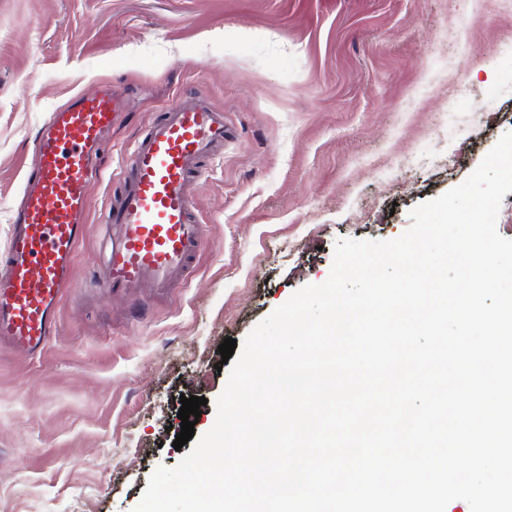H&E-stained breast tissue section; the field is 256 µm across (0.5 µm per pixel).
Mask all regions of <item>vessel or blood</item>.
<instances>
[{"mask_svg":"<svg viewBox=\"0 0 512 512\" xmlns=\"http://www.w3.org/2000/svg\"><path fill=\"white\" fill-rule=\"evenodd\" d=\"M105 89L51 112L35 142L36 162L12 216L0 260V345L40 353L58 329L57 307L74 283V261L102 135L122 109ZM224 114L197 93L179 99L135 145L109 214L105 288L141 301L185 283L207 244L188 185L201 160L224 144Z\"/></svg>","mask_w":512,"mask_h":512,"instance_id":"vessel-or-blood-1","label":"vessel or blood"}]
</instances>
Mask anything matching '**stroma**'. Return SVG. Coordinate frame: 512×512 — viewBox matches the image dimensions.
Returning a JSON list of instances; mask_svg holds the SVG:
<instances>
[{"mask_svg": "<svg viewBox=\"0 0 512 512\" xmlns=\"http://www.w3.org/2000/svg\"><path fill=\"white\" fill-rule=\"evenodd\" d=\"M106 85L128 104L59 332L0 348V512H134L192 449L173 447L181 395L213 427L224 339L325 282L340 240L402 235L512 132V0H0V253L47 115ZM199 91L226 128L189 185L207 246L138 308L92 282L105 216L133 143Z\"/></svg>", "mask_w": 512, "mask_h": 512, "instance_id": "stroma-1", "label": "stroma"}]
</instances>
